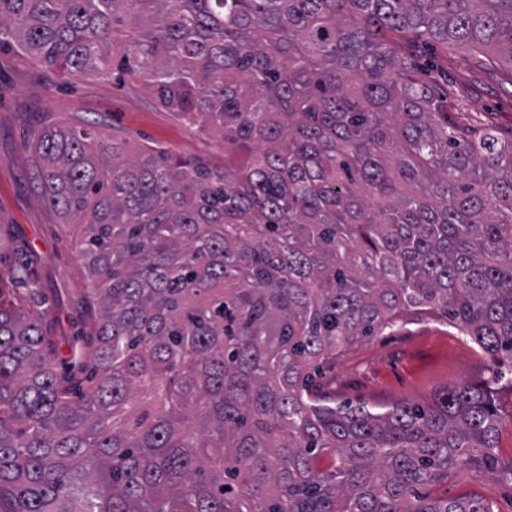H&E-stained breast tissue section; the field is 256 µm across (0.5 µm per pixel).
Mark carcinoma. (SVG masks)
Returning <instances> with one entry per match:
<instances>
[{
	"mask_svg": "<svg viewBox=\"0 0 512 512\" xmlns=\"http://www.w3.org/2000/svg\"><path fill=\"white\" fill-rule=\"evenodd\" d=\"M159 103L224 159L32 137L84 228L93 338L62 377L29 250L0 253V512H494L420 488L490 469L512 365V138L448 126L409 35L512 66V0H0V49L105 73L121 15ZM491 358L422 406L340 404L321 365L405 313Z\"/></svg>",
	"mask_w": 512,
	"mask_h": 512,
	"instance_id": "1",
	"label": "carcinoma"
}]
</instances>
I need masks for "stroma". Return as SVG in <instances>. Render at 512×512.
Instances as JSON below:
<instances>
[{
  "label": "stroma",
  "mask_w": 512,
  "mask_h": 512,
  "mask_svg": "<svg viewBox=\"0 0 512 512\" xmlns=\"http://www.w3.org/2000/svg\"><path fill=\"white\" fill-rule=\"evenodd\" d=\"M448 90V123L492 127L512 137V68L486 70L474 56L452 49L443 64ZM53 125L87 128L103 139H118L127 150L146 143L182 158H218L224 139L199 132L158 104L133 70L95 73L62 82L16 51H0V239L25 242L38 279L52 300L61 355H68L77 325L88 324L90 285L76 246L77 231L42 195L26 144L35 130ZM491 359L446 319L411 313L380 336L362 338L338 352L325 369L327 390L340 402L389 404L431 402L448 385L479 382ZM503 425L493 470L449 474L430 484L431 497L474 495L495 512H512V379L498 385Z\"/></svg>",
  "instance_id": "stroma-1"
}]
</instances>
